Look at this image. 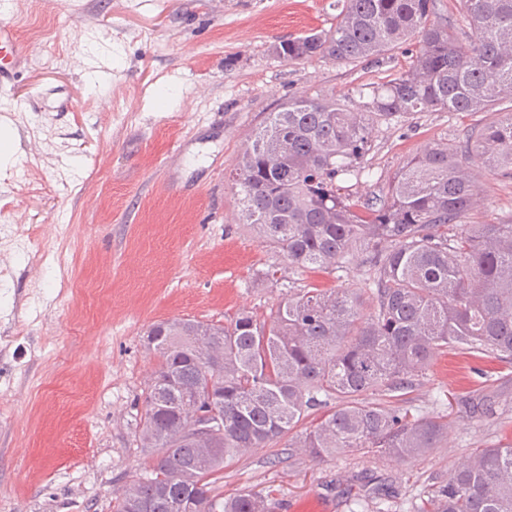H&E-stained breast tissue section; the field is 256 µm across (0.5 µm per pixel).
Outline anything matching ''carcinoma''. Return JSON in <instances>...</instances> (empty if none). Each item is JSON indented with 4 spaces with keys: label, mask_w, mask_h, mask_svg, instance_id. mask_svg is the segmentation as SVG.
I'll list each match as a JSON object with an SVG mask.
<instances>
[{
    "label": "carcinoma",
    "mask_w": 512,
    "mask_h": 512,
    "mask_svg": "<svg viewBox=\"0 0 512 512\" xmlns=\"http://www.w3.org/2000/svg\"><path fill=\"white\" fill-rule=\"evenodd\" d=\"M342 0L336 23L274 47L380 63L417 40L395 77L357 89L363 105L295 95L248 138L231 173L240 220L298 269L365 268L366 287L286 288L269 321L241 311L224 324L153 326L158 365L137 424L153 450L114 512H268L269 493L217 492L224 463L287 437L314 461L377 448L404 461L448 434L439 414L381 397L409 387L436 355L464 350L512 360V224H469L481 171L512 181V0ZM472 34L469 45L461 36ZM419 112H493L464 143L441 139L400 166L381 194H341L361 179L372 128ZM224 399L209 401L210 391ZM211 403L204 434L195 414ZM415 512H512V442L479 448L425 491Z\"/></svg>",
    "instance_id": "cac0c4a2"
}]
</instances>
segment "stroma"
<instances>
[{
  "label": "stroma",
  "mask_w": 512,
  "mask_h": 512,
  "mask_svg": "<svg viewBox=\"0 0 512 512\" xmlns=\"http://www.w3.org/2000/svg\"><path fill=\"white\" fill-rule=\"evenodd\" d=\"M0 20L34 47L0 125L20 148L0 166V512H112L143 472L135 440L156 366L149 328L182 318H268L281 287L359 288L355 266L297 271L239 221L227 185L243 143L289 97L358 102L407 59L288 62L280 42L336 21L335 0H8ZM492 113L421 112L372 130L352 184L388 185L430 142L464 140ZM471 224L512 223V183L481 179ZM491 396L471 416L465 401ZM393 405L453 423L433 454L376 450L317 464L279 441L224 466L225 496L271 494L269 512H413L424 486L474 449L512 441V363L436 357Z\"/></svg>",
  "instance_id": "stroma-1"
}]
</instances>
